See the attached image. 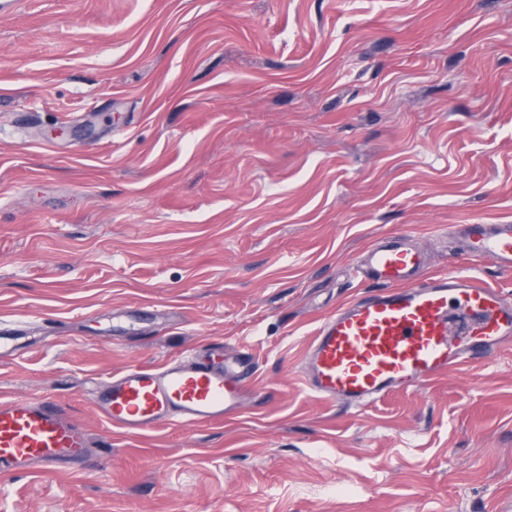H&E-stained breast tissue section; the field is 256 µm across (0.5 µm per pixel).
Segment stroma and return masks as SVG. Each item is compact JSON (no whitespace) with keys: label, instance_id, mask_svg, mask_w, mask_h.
<instances>
[{"label":"stroma","instance_id":"obj_1","mask_svg":"<svg viewBox=\"0 0 512 512\" xmlns=\"http://www.w3.org/2000/svg\"><path fill=\"white\" fill-rule=\"evenodd\" d=\"M512 0H0V397H51L101 464L0 512H512V348L353 410L300 366L410 232L429 274L512 276ZM248 346L235 418L127 438L92 383ZM449 234L457 242L459 255L489 259L499 271L512 274V223L453 224Z\"/></svg>","mask_w":512,"mask_h":512}]
</instances>
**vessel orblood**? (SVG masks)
Listing matches in <instances>:
<instances>
[{
	"label": "vessel or blood",
	"instance_id": "obj_1",
	"mask_svg": "<svg viewBox=\"0 0 512 512\" xmlns=\"http://www.w3.org/2000/svg\"><path fill=\"white\" fill-rule=\"evenodd\" d=\"M458 253L491 260L512 274V223L454 224ZM424 252L406 233L377 236L356 277L373 287L329 314L304 358V380L319 400L364 408L399 391L489 360L512 346V298L484 279L430 275ZM254 375L250 353L202 354L159 366L131 365L95 391L98 415L139 435L168 423L195 426L233 416ZM86 428L48 398L0 400V476L51 474L66 465L94 468Z\"/></svg>",
	"mask_w": 512,
	"mask_h": 512
}]
</instances>
